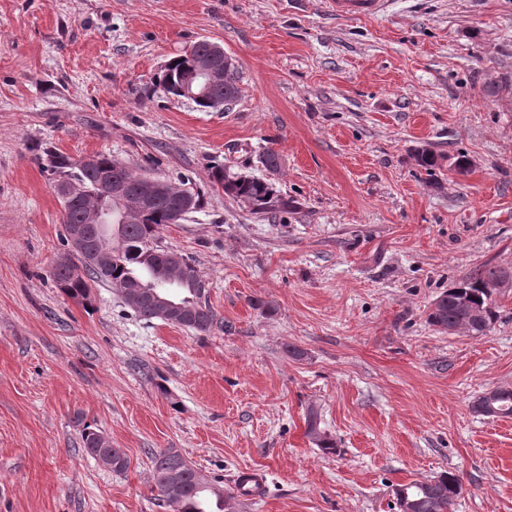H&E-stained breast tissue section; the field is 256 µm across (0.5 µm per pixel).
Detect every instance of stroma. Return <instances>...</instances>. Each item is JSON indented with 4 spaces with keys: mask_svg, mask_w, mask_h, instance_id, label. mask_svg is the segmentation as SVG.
I'll list each match as a JSON object with an SVG mask.
<instances>
[{
    "mask_svg": "<svg viewBox=\"0 0 512 512\" xmlns=\"http://www.w3.org/2000/svg\"><path fill=\"white\" fill-rule=\"evenodd\" d=\"M203 39L236 60L223 111L148 86ZM48 148L190 179L203 207L157 242L206 282L210 331L144 321L110 286L89 308L60 292ZM424 148L472 165L425 172ZM217 163L293 208L252 213ZM487 266L512 271V0L353 20L323 0H0V512H171L166 448L228 492L265 470L233 512H391L395 486L447 471L452 512H512V417L472 408L512 389V288L486 335L428 321ZM87 427L125 473L83 451ZM234 484L237 492L249 501L261 499L266 490L264 473L254 468L239 471Z\"/></svg>",
    "mask_w": 512,
    "mask_h": 512,
    "instance_id": "1",
    "label": "stroma"
}]
</instances>
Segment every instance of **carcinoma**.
<instances>
[{"label":"carcinoma","mask_w":512,"mask_h":512,"mask_svg":"<svg viewBox=\"0 0 512 512\" xmlns=\"http://www.w3.org/2000/svg\"><path fill=\"white\" fill-rule=\"evenodd\" d=\"M210 60L215 69V79L210 93L197 98L194 103L203 111L215 109V103L225 100L229 103L238 97L234 78L224 77V59L214 57V43L209 40L196 42L189 50L169 60L157 74L152 85L160 86L172 97L180 99L182 82L190 75L196 63ZM47 170L53 176L54 184H66L74 191L73 199L63 208V224H82L86 213L94 206L114 212L120 204L111 200L102 185V173L112 172V178L124 182L129 196H134L138 184L150 178L148 174L137 173L125 164L104 155H96L97 165L84 167L79 160L53 150L45 151ZM211 177L215 185L224 189V194L239 199L248 197L259 207L256 213L286 212L292 202L283 197L265 178L243 176L224 169L221 165L212 167ZM181 218L175 216V198L159 201L143 212L132 211L124 223H117L102 230L112 234V257L103 266L79 267L68 261L58 263L53 271L55 283L69 298L85 305L92 303V288L110 284L117 288L128 305L140 318L146 321L158 320L162 302L157 299L132 300L137 287L152 282L153 268L167 271L174 280L173 300L185 306L182 325L198 332L209 331L215 320L214 312L207 300V289L194 266L187 262L182 268L168 267L167 251L156 241L158 228L162 224H176ZM503 270L485 268L471 277L458 282L442 292L434 301L429 313V322L440 328L456 327L473 336H482L496 317L492 294L484 288L486 283L498 279ZM468 304L482 311V318L473 320L462 311V304ZM497 416H512V389L503 388L495 402ZM308 433L326 454L336 452V444L327 435L321 434L318 416L310 413L307 418ZM85 452L98 458L107 455L112 459V471L123 473L129 467V459L119 448L104 444L103 435L95 430L85 429L82 435ZM177 477L178 512H224V504L231 494L207 481L199 471L176 449L167 448L152 455V480L161 501L169 504L168 487L172 477ZM461 491L459 478L452 472L440 475L434 480L412 482L396 488L395 496L417 501V512H451Z\"/></svg>","instance_id":"carcinoma-1"}]
</instances>
